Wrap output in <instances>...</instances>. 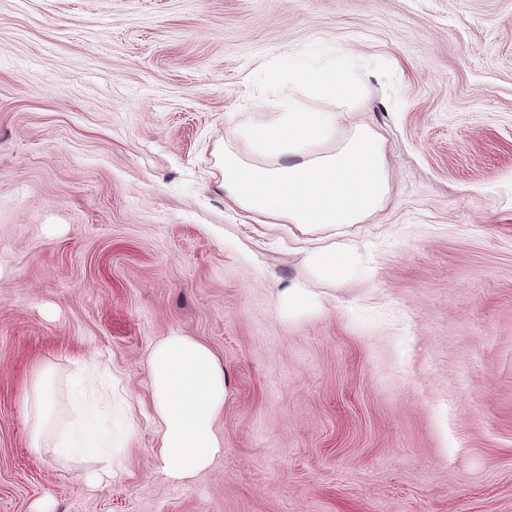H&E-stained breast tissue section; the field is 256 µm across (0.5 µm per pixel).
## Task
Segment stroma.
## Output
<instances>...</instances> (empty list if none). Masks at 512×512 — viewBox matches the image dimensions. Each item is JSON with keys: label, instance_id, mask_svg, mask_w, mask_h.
Here are the masks:
<instances>
[{"label": "stroma", "instance_id": "obj_1", "mask_svg": "<svg viewBox=\"0 0 512 512\" xmlns=\"http://www.w3.org/2000/svg\"><path fill=\"white\" fill-rule=\"evenodd\" d=\"M343 50L330 108L385 138L362 261L318 277L231 204L287 54ZM305 285L319 310L289 314ZM224 369V449L155 470L146 359ZM81 379L121 474L36 453ZM0 512H512V0H0ZM283 302L288 304L289 314H298L308 308L317 307L316 298L301 284H292L282 292Z\"/></svg>", "mask_w": 512, "mask_h": 512}]
</instances>
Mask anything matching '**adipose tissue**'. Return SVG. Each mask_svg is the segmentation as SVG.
<instances>
[{
    "label": "adipose tissue",
    "instance_id": "1",
    "mask_svg": "<svg viewBox=\"0 0 512 512\" xmlns=\"http://www.w3.org/2000/svg\"><path fill=\"white\" fill-rule=\"evenodd\" d=\"M282 71L301 95L284 94L270 122L243 124V137L260 160L225 148L221 186L227 200L262 223L293 224L304 262L320 277L340 279L354 258L344 228L382 210L391 193L385 140L366 124L339 133L344 113L324 110L336 96L356 93L335 60L289 55ZM147 368L159 437L156 467L168 483L188 485L224 448L216 428L224 412V371L206 344L180 333L150 349ZM91 423L92 413L84 409L47 449L70 460L103 461L101 470L84 476L95 485L112 475V448Z\"/></svg>",
    "mask_w": 512,
    "mask_h": 512
}]
</instances>
